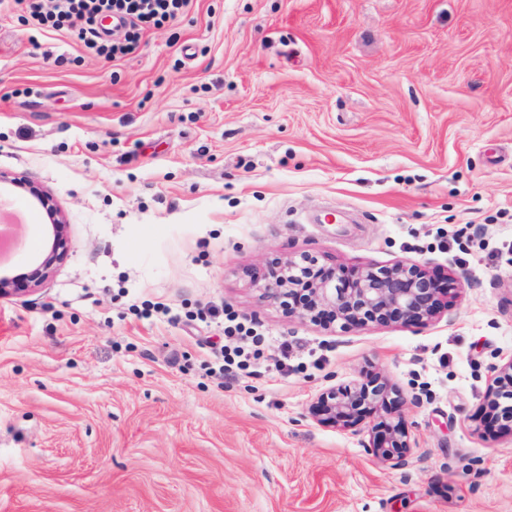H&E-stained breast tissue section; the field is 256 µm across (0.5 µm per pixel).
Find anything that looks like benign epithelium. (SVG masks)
I'll use <instances>...</instances> for the list:
<instances>
[{"instance_id":"7a95c632","label":"benign epithelium","mask_w":512,"mask_h":512,"mask_svg":"<svg viewBox=\"0 0 512 512\" xmlns=\"http://www.w3.org/2000/svg\"><path fill=\"white\" fill-rule=\"evenodd\" d=\"M0 183L29 185V192L46 211L51 245L29 274L38 287L50 277L66 253L67 238L62 212L39 187L22 177L0 173ZM318 260L303 255L271 266L262 298L277 304L290 316L311 322L337 324L342 329L386 326L425 327L437 322L444 309L446 289L425 268L398 260L388 266L367 264L349 275L333 269H317ZM512 398V357L491 367L484 396L485 413L499 426L512 431V407L497 413L500 400ZM400 390L381 373L370 371L362 380L324 389L311 403L310 415L323 426L342 430L362 425L370 414L379 421L369 430L366 452L392 468L406 463L412 443L399 415Z\"/></svg>"}]
</instances>
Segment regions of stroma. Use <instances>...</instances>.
Wrapping results in <instances>:
<instances>
[{
    "mask_svg": "<svg viewBox=\"0 0 512 512\" xmlns=\"http://www.w3.org/2000/svg\"><path fill=\"white\" fill-rule=\"evenodd\" d=\"M0 6V171L70 251L0 296V512H512V433L475 419L512 357V0H190L112 60ZM8 269L46 247L42 209ZM408 260L443 317L324 329L268 266ZM225 306L293 353L213 371ZM376 367L404 468L309 406ZM0 183H10L16 186H29V192L37 203L46 211L50 225L51 245L46 254L42 257L39 264L28 275L30 282L34 287L41 286L50 277L54 268L59 264L66 253L67 238L65 235V221L62 212L52 203L48 195L39 187L32 185L23 177H11L0 173Z\"/></svg>",
    "mask_w": 512,
    "mask_h": 512,
    "instance_id": "1",
    "label": "stroma"
}]
</instances>
